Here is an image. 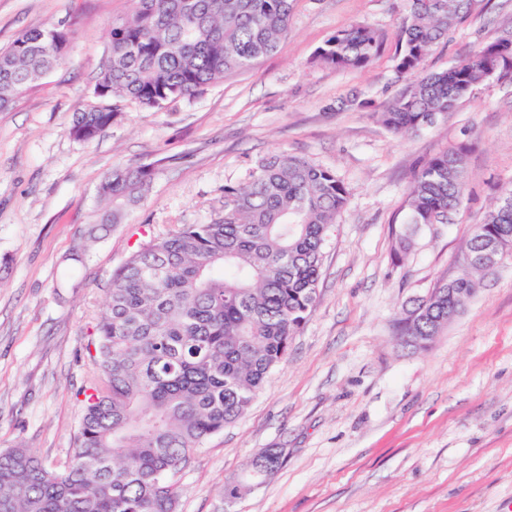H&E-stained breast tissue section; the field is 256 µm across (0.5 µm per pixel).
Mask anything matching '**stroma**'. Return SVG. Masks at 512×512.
Here are the masks:
<instances>
[{"instance_id":"35a3bbf8","label":"stroma","mask_w":512,"mask_h":512,"mask_svg":"<svg viewBox=\"0 0 512 512\" xmlns=\"http://www.w3.org/2000/svg\"><path fill=\"white\" fill-rule=\"evenodd\" d=\"M406 0H297L277 50L192 99L132 102L99 139L69 134L92 101L113 19L128 0H0V48L68 24L63 63L0 111V449L65 461L80 418L86 346L112 272L141 243L224 207L256 161L285 151L331 169L350 201L331 229L314 310L248 411L194 449L178 512H512V259L423 349L393 320L457 275L475 224L512 188V76H492L437 125L406 137L372 112L406 81L395 57ZM372 26L362 70L313 63L338 30ZM512 29V0H473L427 57L448 68ZM360 92L366 105L351 109ZM468 146L462 208L393 263L407 190L435 154ZM154 179L123 224L99 229V188L117 167ZM282 468L234 502L225 485L262 450Z\"/></svg>"}]
</instances>
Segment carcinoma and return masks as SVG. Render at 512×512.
<instances>
[{"instance_id":"cac0c4a2","label":"carcinoma","mask_w":512,"mask_h":512,"mask_svg":"<svg viewBox=\"0 0 512 512\" xmlns=\"http://www.w3.org/2000/svg\"><path fill=\"white\" fill-rule=\"evenodd\" d=\"M296 0H130L112 21L95 101L74 114L70 134L90 142L114 122L118 101L160 108L192 98L273 53L288 35ZM472 0H407L397 68L405 90L372 117L395 136L445 118L490 77L503 37L440 72L422 68L433 48L470 13ZM47 27L0 49V110L34 77L64 60ZM382 41L367 24L337 31L313 62L364 69ZM468 148L440 152L415 172L406 197L408 233L446 224L464 201ZM153 171L115 170L101 184V223L120 224L149 190ZM350 192L335 172L281 152L258 160L242 185L224 186V210L204 224L139 246L112 273L88 350L90 377L69 459L49 465L29 448L0 450V512H177L174 480L189 453L251 406L288 357L311 315L330 229ZM485 236L512 242V190L489 209ZM489 271L465 267L402 306L398 336H436L448 324V287L462 309Z\"/></svg>"}]
</instances>
